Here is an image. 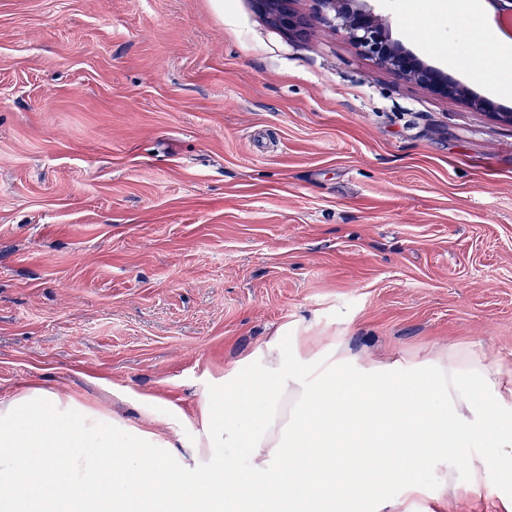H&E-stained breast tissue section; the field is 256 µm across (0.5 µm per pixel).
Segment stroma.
Wrapping results in <instances>:
<instances>
[{"mask_svg": "<svg viewBox=\"0 0 512 512\" xmlns=\"http://www.w3.org/2000/svg\"><path fill=\"white\" fill-rule=\"evenodd\" d=\"M475 94L479 38L373 0ZM256 0H0V400L32 385L138 418L280 327L351 355L472 347L512 373V124ZM408 512H506L441 492ZM293 0H258L261 9L270 20L286 30L288 34L302 36L308 28V20L298 15L292 8Z\"/></svg>", "mask_w": 512, "mask_h": 512, "instance_id": "1", "label": "stroma"}]
</instances>
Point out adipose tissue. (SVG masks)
<instances>
[{
	"label": "adipose tissue",
	"mask_w": 512,
	"mask_h": 512,
	"mask_svg": "<svg viewBox=\"0 0 512 512\" xmlns=\"http://www.w3.org/2000/svg\"><path fill=\"white\" fill-rule=\"evenodd\" d=\"M469 71L512 97V51L488 50ZM139 409L136 425L38 386L0 401V512H58L60 488L59 512H396L380 486L413 497L429 465L460 491L450 450L488 440L500 454L473 458L467 485L493 489L512 472V383L472 348L380 366L332 336L314 359L307 340L275 333L201 395V482L164 454L185 416L153 399Z\"/></svg>",
	"instance_id": "adipose-tissue-1"
}]
</instances>
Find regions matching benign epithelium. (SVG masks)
Wrapping results in <instances>:
<instances>
[{"label":"benign epithelium","instance_id":"obj_1","mask_svg":"<svg viewBox=\"0 0 512 512\" xmlns=\"http://www.w3.org/2000/svg\"><path fill=\"white\" fill-rule=\"evenodd\" d=\"M316 13L341 29L352 45L399 78L442 98L460 99L491 118L512 123V112H499L489 100L472 94L448 72L429 65L391 38L389 25L367 5L368 0H314ZM270 20L292 35L302 36L308 20L292 8V0H258Z\"/></svg>","mask_w":512,"mask_h":512}]
</instances>
